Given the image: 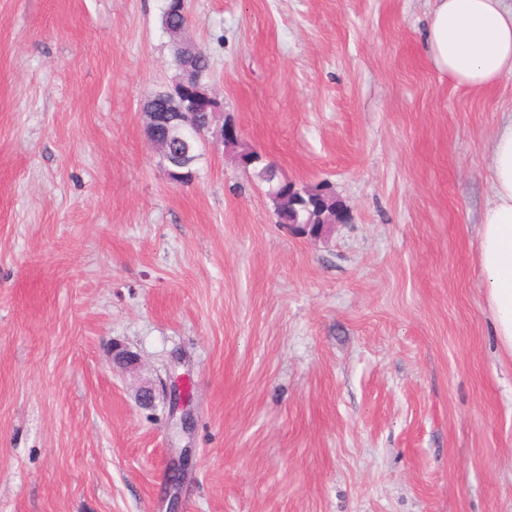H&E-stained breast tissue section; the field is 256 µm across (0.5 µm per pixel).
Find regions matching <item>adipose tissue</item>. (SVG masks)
Returning <instances> with one entry per match:
<instances>
[{"instance_id":"adipose-tissue-1","label":"adipose tissue","mask_w":512,"mask_h":512,"mask_svg":"<svg viewBox=\"0 0 512 512\" xmlns=\"http://www.w3.org/2000/svg\"><path fill=\"white\" fill-rule=\"evenodd\" d=\"M423 44L435 70L454 88L479 93L496 86L512 78V0H435ZM488 170L480 267L495 334L512 351V114L497 126Z\"/></svg>"}]
</instances>
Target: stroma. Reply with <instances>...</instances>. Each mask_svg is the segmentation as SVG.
Instances as JSON below:
<instances>
[{"mask_svg":"<svg viewBox=\"0 0 512 512\" xmlns=\"http://www.w3.org/2000/svg\"><path fill=\"white\" fill-rule=\"evenodd\" d=\"M164 5L0 0V512H168L174 448L181 512H512L478 238L512 79L454 89L433 0H188L225 121L348 209L311 241L225 150L161 165Z\"/></svg>","mask_w":512,"mask_h":512,"instance_id":"stroma-1","label":"stroma"}]
</instances>
